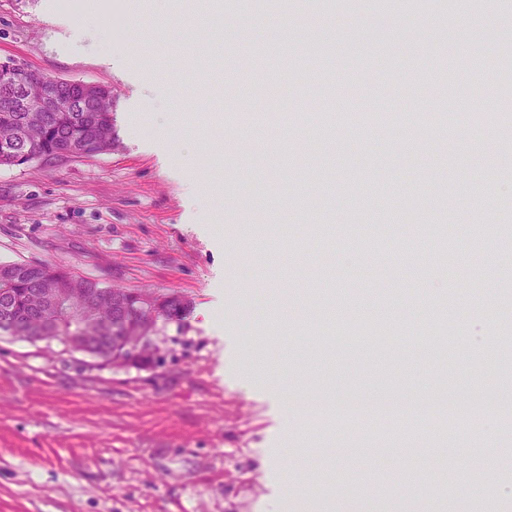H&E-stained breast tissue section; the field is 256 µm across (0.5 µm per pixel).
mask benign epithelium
Masks as SVG:
<instances>
[{"instance_id":"obj_1","label":"benign epithelium","mask_w":512,"mask_h":512,"mask_svg":"<svg viewBox=\"0 0 512 512\" xmlns=\"http://www.w3.org/2000/svg\"><path fill=\"white\" fill-rule=\"evenodd\" d=\"M10 81L0 87V110L3 112H23V125L6 126L0 134V144L5 146L18 138L24 137L25 127L42 119L45 112H87L85 102H96L100 105L107 100V90L100 84H89L81 81H61L40 71L31 70L19 63H8ZM76 86L80 90L77 99L65 102L60 96V89L65 86ZM37 304L28 308L31 322L25 326L12 324L4 329V333L25 339L31 343L55 341L65 347L85 354L101 364L106 359L99 355L96 347L104 341L116 340V350L129 352L138 357L141 345L151 334H143L140 328L132 329L124 326L120 331L113 330L115 337L90 333L86 336H48L45 322L57 316H70L90 324L95 315L97 304L105 297L112 301V318L122 319L128 309L127 300L119 295L110 294L109 290L100 288H66L56 278L42 281V287L34 289Z\"/></svg>"}]
</instances>
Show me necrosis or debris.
I'll return each instance as SVG.
<instances>
[{
  "label": "necrosis or debris",
  "instance_id": "obj_1",
  "mask_svg": "<svg viewBox=\"0 0 512 512\" xmlns=\"http://www.w3.org/2000/svg\"><path fill=\"white\" fill-rule=\"evenodd\" d=\"M500 431H512V406L478 400L421 398L401 406L383 402L368 404L340 396L320 402L310 416L311 428L337 424L351 433L349 453L367 444H387L403 437L406 430H424L434 435L448 433L470 441L480 439L488 423Z\"/></svg>",
  "mask_w": 512,
  "mask_h": 512
}]
</instances>
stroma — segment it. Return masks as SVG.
Returning a JSON list of instances; mask_svg holds the SVG:
<instances>
[{"label": "stroma", "mask_w": 512, "mask_h": 512, "mask_svg": "<svg viewBox=\"0 0 512 512\" xmlns=\"http://www.w3.org/2000/svg\"><path fill=\"white\" fill-rule=\"evenodd\" d=\"M376 0L287 18L245 10L214 31L180 0H0V61L116 88V149L0 167V263L66 268L178 293L158 361L113 368L0 333V512H512V442L426 440L343 451L291 402L456 391L512 401V138L476 122L385 132L289 114L453 108L485 31L512 40V0L450 16ZM276 113L277 126L213 112ZM416 196L413 224L398 215ZM363 208L365 219L352 215ZM456 234L476 285L430 246ZM352 318L389 346L324 342ZM455 333L452 348L417 346ZM297 445L298 458L284 455ZM484 477L447 491L422 470Z\"/></svg>", "instance_id": "1"}]
</instances>
